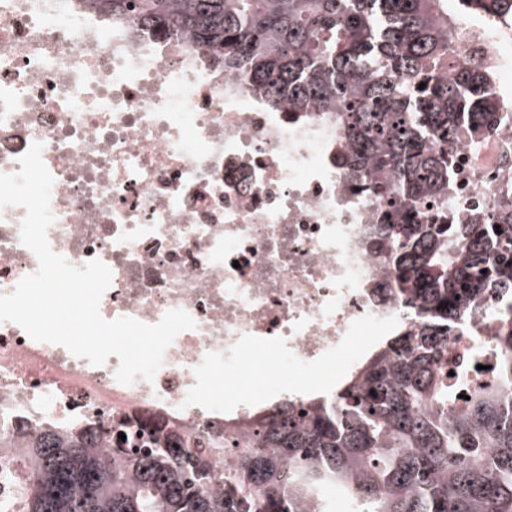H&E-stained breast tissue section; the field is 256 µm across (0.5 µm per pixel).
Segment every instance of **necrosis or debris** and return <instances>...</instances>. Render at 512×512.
<instances>
[{
	"label": "necrosis or debris",
	"instance_id": "necrosis-or-debris-1",
	"mask_svg": "<svg viewBox=\"0 0 512 512\" xmlns=\"http://www.w3.org/2000/svg\"><path fill=\"white\" fill-rule=\"evenodd\" d=\"M451 22V58L486 74L496 102L482 135L448 146V214L466 224L512 201V16L455 7ZM36 141L54 178L52 249L112 270L102 316L154 324L182 309L196 326L154 381L124 385L117 356L95 366L0 322V500L14 498L28 462L19 431L92 427L107 457L128 419L220 441L225 404L238 426L249 403L211 388L244 362L306 375L347 358L352 337L407 320L366 242L382 221L384 174L349 177L335 109L270 111L188 37L80 0H0V173L19 171ZM24 215L0 210V293L38 267L20 241ZM499 303L464 320L449 365L495 366Z\"/></svg>",
	"mask_w": 512,
	"mask_h": 512
}]
</instances>
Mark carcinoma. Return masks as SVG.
Returning a JSON list of instances; mask_svg holds the SVG:
<instances>
[{"label":"carcinoma","mask_w":512,"mask_h":512,"mask_svg":"<svg viewBox=\"0 0 512 512\" xmlns=\"http://www.w3.org/2000/svg\"><path fill=\"white\" fill-rule=\"evenodd\" d=\"M489 15L512 0H471ZM159 34H185L212 64L244 75L272 109L336 107L358 178L374 164L387 219L373 245L416 317L374 348L329 402L288 395L224 430L241 449L222 472L211 448L166 424L112 460L87 428L30 440L23 512H512V329L494 337L498 381L448 374V336L466 311L512 293V208L495 223L418 224L423 200L448 209V141L475 138L493 91L477 71L447 74L445 0H85ZM425 84L419 88V84ZM469 396L461 399L457 394Z\"/></svg>","instance_id":"cac0c4a2"}]
</instances>
